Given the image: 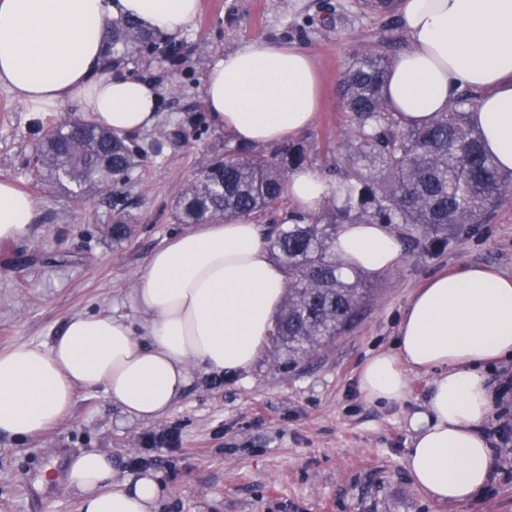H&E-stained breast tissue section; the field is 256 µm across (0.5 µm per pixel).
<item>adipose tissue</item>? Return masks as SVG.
Segmentation results:
<instances>
[{
    "instance_id": "adipose-tissue-1",
    "label": "adipose tissue",
    "mask_w": 512,
    "mask_h": 512,
    "mask_svg": "<svg viewBox=\"0 0 512 512\" xmlns=\"http://www.w3.org/2000/svg\"><path fill=\"white\" fill-rule=\"evenodd\" d=\"M199 0H0V86L29 115L47 119L67 103L118 134L151 128L159 88L99 73L107 21L126 15L166 37L194 23ZM409 47L392 62L387 107L408 126L445 112L465 89L480 92L469 114L486 152L512 171V0H402ZM213 120L240 143L271 146L307 129L320 104L312 58L280 41H255L225 54L203 79ZM296 213H316L331 188L312 169L287 182ZM38 202L0 178V240L27 236ZM336 251L348 266L394 269L401 244L383 224H345ZM286 274L247 220L205 224L157 249L135 293L147 314L148 343L124 319L71 317L51 346L0 352V437L43 434L80 389H103L130 417H161L190 384L191 365L248 371L283 302ZM512 358V276L468 265L432 277L406 306L396 352L363 366L370 401L404 398V367L430 374L423 411L414 414L405 467L436 501L475 496L489 483L493 455L485 427L496 388L487 372ZM109 457L75 458L69 479L79 512H156L161 487L146 473L114 487Z\"/></svg>"
}]
</instances>
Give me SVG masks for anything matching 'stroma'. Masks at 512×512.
Here are the masks:
<instances>
[{"mask_svg":"<svg viewBox=\"0 0 512 512\" xmlns=\"http://www.w3.org/2000/svg\"><path fill=\"white\" fill-rule=\"evenodd\" d=\"M183 41L194 53L180 66L158 56L134 58L126 74L161 89L153 127L136 133L143 153L131 178L73 200L46 188L29 168L34 148L57 125L77 117L63 106L51 123L29 119L0 87V177L15 180L39 203L31 235L0 241V351L52 345L75 315H110L144 337L146 315L134 296L152 254L185 232L174 206L185 184L234 140L214 125L203 77L220 56L261 39L287 40L313 58L322 103L298 135L308 168L326 183L351 129L338 94L349 58L362 44L398 56L409 42L401 23L363 9L361 0H200ZM133 218L130 235L112 239L117 211ZM484 265L512 276V198L477 234L444 252L402 253L392 270L370 275L375 294L361 319L320 356L289 368L276 341L243 374L192 369L186 394L171 411L142 421L123 414L103 391L80 390L70 410L42 435L0 439V512H78L67 473L87 451L109 456L117 479L147 470L165 494L158 512H512V478L495 456L478 496L439 502L410 477L404 461L411 419L423 410L429 377L408 371L396 402L367 400L358 379L375 353L395 347L401 316L431 276ZM174 432L176 450L145 451L151 432ZM144 465H135V458Z\"/></svg>","mask_w":512,"mask_h":512,"instance_id":"1","label":"stroma"}]
</instances>
